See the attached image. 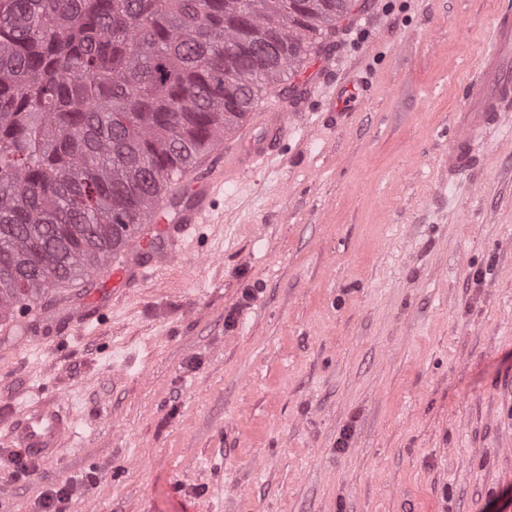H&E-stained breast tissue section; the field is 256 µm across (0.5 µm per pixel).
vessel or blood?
<instances>
[{
	"mask_svg": "<svg viewBox=\"0 0 512 512\" xmlns=\"http://www.w3.org/2000/svg\"><path fill=\"white\" fill-rule=\"evenodd\" d=\"M493 47L483 54L479 74L466 87L465 100L448 132V172H470L478 160V148L485 130L497 124L500 112L512 103V11L498 13L492 27ZM327 62L306 70L298 97L289 109L271 101L257 115V127L277 132L284 128L287 111H304L309 98L326 76ZM271 150L263 142L242 138L231 158L223 165L185 172L179 187L186 205L177 211L162 203L156 208L154 228L140 230L124 243L126 257L111 265L104 286L128 287L131 281H144L150 270L173 262L179 255V243L194 225L205 223L213 210V201L224 184L263 170ZM150 256L148 264L138 263L136 254ZM73 433V423L61 404H41L26 410L16 424L15 445L33 459L51 456Z\"/></svg>",
	"mask_w": 512,
	"mask_h": 512,
	"instance_id": "obj_1",
	"label": "vessel or blood"
}]
</instances>
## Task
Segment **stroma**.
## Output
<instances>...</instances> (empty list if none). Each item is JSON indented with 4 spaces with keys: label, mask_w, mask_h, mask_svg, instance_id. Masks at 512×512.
I'll use <instances>...</instances> for the list:
<instances>
[{
    "label": "stroma",
    "mask_w": 512,
    "mask_h": 512,
    "mask_svg": "<svg viewBox=\"0 0 512 512\" xmlns=\"http://www.w3.org/2000/svg\"><path fill=\"white\" fill-rule=\"evenodd\" d=\"M507 7L357 0L310 115L177 262L101 310L96 276L51 321L15 312L0 441L46 402L74 435L22 478L0 457V507L71 483L65 512H512V106L448 176ZM351 77L362 100L330 111Z\"/></svg>",
    "instance_id": "35a3bbf8"
}]
</instances>
